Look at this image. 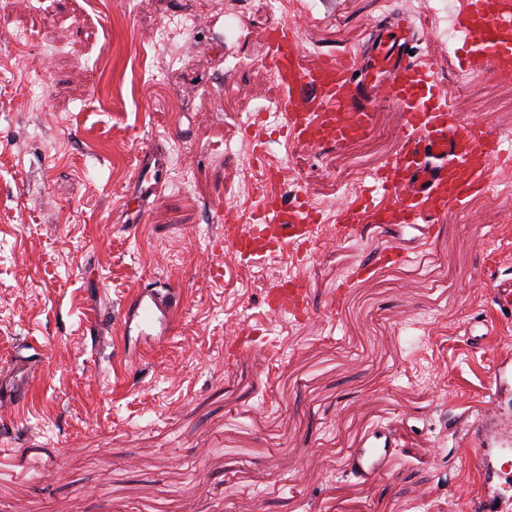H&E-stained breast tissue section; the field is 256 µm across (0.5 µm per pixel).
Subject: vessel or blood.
I'll return each instance as SVG.
<instances>
[{
	"label": "vessel or blood",
	"mask_w": 512,
	"mask_h": 512,
	"mask_svg": "<svg viewBox=\"0 0 512 512\" xmlns=\"http://www.w3.org/2000/svg\"><path fill=\"white\" fill-rule=\"evenodd\" d=\"M452 29L458 45L452 56L457 71L512 80V0H452ZM268 64L280 89L282 136L308 151H321L372 134L374 113L388 104L403 114L398 147L351 196L336 205V239H353L362 225L433 224L449 210L464 209L477 193L495 183L512 154L498 135L452 105V89L435 78V38L417 32L397 15L378 27L364 54L313 56L299 43V25L284 21L265 29ZM253 165L267 193L254 206L248 223L224 212V247L246 263L278 256L288 245L305 246L320 216L302 198L284 201L279 192L280 165L269 158V136L251 125ZM165 151L141 152L131 188L123 199L128 221L146 220V201L159 195L169 177ZM271 311L297 318L309 315L305 284L293 277L267 296ZM180 297L170 288H145L126 303L121 321L147 346L163 343L173 332ZM479 442L512 447V433L498 419L478 425ZM397 455L388 428L371 429L347 451L343 467L358 481L373 484L386 475Z\"/></svg>",
	"instance_id": "vessel-or-blood-1"
}]
</instances>
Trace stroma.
I'll use <instances>...</instances> for the list:
<instances>
[{"label": "stroma", "mask_w": 512, "mask_h": 512, "mask_svg": "<svg viewBox=\"0 0 512 512\" xmlns=\"http://www.w3.org/2000/svg\"><path fill=\"white\" fill-rule=\"evenodd\" d=\"M113 2L0 0V371L28 342L42 350L24 406L0 404V512H330L336 491L361 512H483L465 427L491 403L512 416V391L492 387L512 315L491 302L512 280V170L432 227L369 225L351 244L326 233L303 264L211 267L225 198L254 173L240 118L276 95L258 33L282 15L202 18L160 76L140 58L184 0H129L123 14ZM409 9L309 0L300 44L355 54L373 21ZM437 60L441 82L466 85L457 111L512 132V82L463 81L447 53ZM402 121L384 108L366 141L313 153L278 142L271 157L309 202H337L356 190L337 172L381 166ZM154 145L182 162L146 223H117ZM391 244L447 263L355 278ZM281 274L305 279L311 320L269 313ZM147 284L182 296L173 335L152 348L118 321ZM378 425L400 454L366 485L343 460Z\"/></svg>", "instance_id": "1"}]
</instances>
